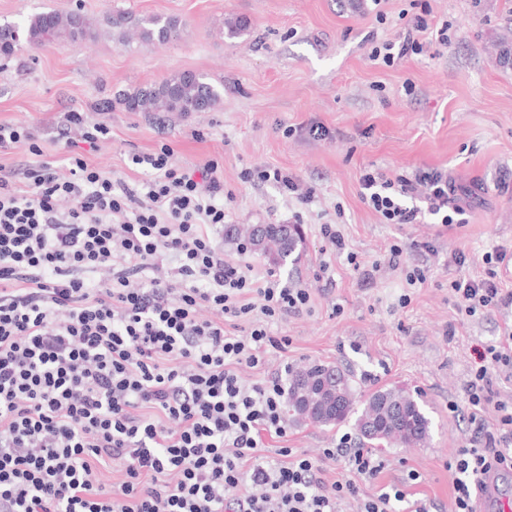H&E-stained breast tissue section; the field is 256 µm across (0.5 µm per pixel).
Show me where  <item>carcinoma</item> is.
<instances>
[{"instance_id": "cac0c4a2", "label": "carcinoma", "mask_w": 512, "mask_h": 512, "mask_svg": "<svg viewBox=\"0 0 512 512\" xmlns=\"http://www.w3.org/2000/svg\"><path fill=\"white\" fill-rule=\"evenodd\" d=\"M179 29L175 17L153 16L140 27L147 42H166ZM90 32L88 19L80 9L50 10L35 14L21 25L0 26V59L9 60L20 50V41L40 48L63 37L84 38ZM221 92L192 72H177L160 84L125 95L120 104L128 112L153 114L177 112L188 115L209 112L221 102ZM286 224H250L240 228L224 225V240L267 259L275 268L282 266L296 252L303 236L299 227L287 233ZM357 396L349 375L335 365L308 364L288 372L286 406L297 420L329 426L356 416L355 430L372 444L415 447L429 436L431 421L420 403L402 387L380 389L356 408Z\"/></svg>"}]
</instances>
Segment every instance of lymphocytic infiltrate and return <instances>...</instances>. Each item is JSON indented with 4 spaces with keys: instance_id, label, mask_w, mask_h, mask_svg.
Wrapping results in <instances>:
<instances>
[{
    "instance_id": "f902f5d3",
    "label": "lymphocytic infiltrate",
    "mask_w": 512,
    "mask_h": 512,
    "mask_svg": "<svg viewBox=\"0 0 512 512\" xmlns=\"http://www.w3.org/2000/svg\"><path fill=\"white\" fill-rule=\"evenodd\" d=\"M428 28L415 15L402 41L371 59L420 54ZM171 155L164 144L134 156L151 171L134 186L79 156L65 176L28 168L21 188L0 168V512H343L350 500L357 512H430L408 497L413 469L361 491L385 462L349 440L318 460L285 446L268 455L265 438L287 435L285 391L278 378L249 384L241 373L287 349L271 326L311 297L225 259L210 235L225 217L218 161L195 175ZM360 184L388 224L427 213L448 225L464 213L442 169L366 173ZM163 255L173 265L160 277ZM506 258L494 248L482 279L449 282L462 314L512 309L498 273ZM204 307L216 319L200 318ZM228 318L248 320L249 339L226 330ZM500 375L512 377V323L474 350L464 391L477 431L448 459L452 512H476L486 474H512V397L496 389ZM115 463L124 479L109 488L101 474ZM330 464L342 469L331 482Z\"/></svg>"
}]
</instances>
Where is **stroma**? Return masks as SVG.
<instances>
[{
    "label": "stroma",
    "instance_id": "35a3bbf8",
    "mask_svg": "<svg viewBox=\"0 0 512 512\" xmlns=\"http://www.w3.org/2000/svg\"><path fill=\"white\" fill-rule=\"evenodd\" d=\"M428 2L432 25L448 27L447 43L425 40L422 54L388 65L369 54L398 40L417 13L413 0H0V25L78 3L96 29L93 37L24 47L0 61V123L28 127L41 149L32 154L25 142L0 148V166L19 177L46 164L63 175L67 157L79 153L135 183L147 172L133 156L164 144L172 163L186 170L218 160L226 223L296 222L305 242L298 263L277 269L225 245V258L249 264L256 277L271 271L311 295L308 309L272 327L275 336L289 337L287 351L269 350L265 368L244 370V379L283 378L290 367L322 363L346 370L360 399L392 385L420 393L431 439L424 448L382 446L377 484L416 470L421 478L409 487L411 497L451 512L453 476L445 464L476 432L464 399L473 349L494 340L512 317L507 310L463 317L448 291L450 280L483 275L484 252L500 246L512 254V60L496 48L512 31V0ZM117 9L136 18L176 17L179 32L163 44H120L110 23ZM231 17L248 25L234 39L225 34ZM177 71L217 87L220 106L145 116L120 105L123 94ZM72 112L107 124L108 137L93 148L81 143L67 120ZM316 124L328 137L310 134ZM264 168L312 188V201L303 206L274 183L242 181V172ZM431 168L447 169L456 182L465 224L446 227L431 215L386 224L361 198L364 172L411 177ZM324 224L339 225L348 250L373 268L371 279L345 256L326 257ZM394 244L403 249L395 267ZM457 253L465 264L454 262ZM416 264L429 278L411 289L405 271ZM405 293L412 301L403 308ZM353 432L348 422L292 421L287 445L316 458Z\"/></svg>",
    "mask_w": 512,
    "mask_h": 512
}]
</instances>
